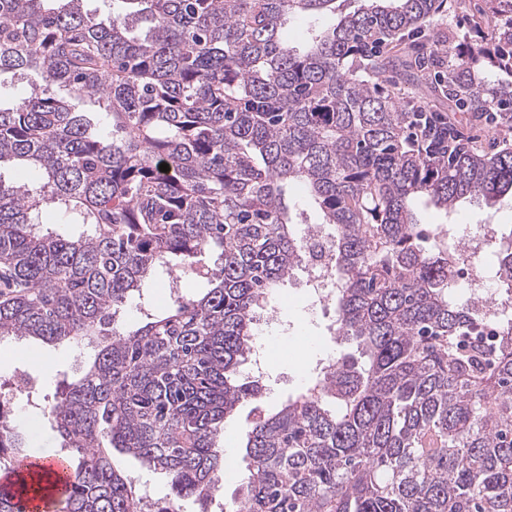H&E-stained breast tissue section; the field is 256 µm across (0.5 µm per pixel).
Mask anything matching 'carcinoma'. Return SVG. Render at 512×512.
<instances>
[{
    "label": "carcinoma",
    "mask_w": 512,
    "mask_h": 512,
    "mask_svg": "<svg viewBox=\"0 0 512 512\" xmlns=\"http://www.w3.org/2000/svg\"><path fill=\"white\" fill-rule=\"evenodd\" d=\"M464 1L460 40L430 28ZM121 3L106 23L83 0H0V77L39 81L0 102V340L98 347L47 407L75 473L60 512H141L110 448L208 512L221 424L260 392L237 377L254 309L301 256L292 182L333 230L336 336L364 360L255 415L232 512H512V306L486 340L414 213L422 198L448 211L512 195V143L496 139L512 132V0ZM327 13L305 47L280 38L289 18ZM401 82L448 107L401 97ZM458 112L487 142L462 138ZM175 273L207 288L122 327ZM496 274L512 297V244ZM22 447L0 424V470ZM21 494L0 485V512Z\"/></svg>",
    "instance_id": "cac0c4a2"
}]
</instances>
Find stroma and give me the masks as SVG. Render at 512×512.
Here are the masks:
<instances>
[{
    "mask_svg": "<svg viewBox=\"0 0 512 512\" xmlns=\"http://www.w3.org/2000/svg\"><path fill=\"white\" fill-rule=\"evenodd\" d=\"M414 212L420 228L427 231L440 224L461 229L485 222L496 225L497 235L486 245V253L490 256L512 243V199L508 197L492 206L476 200L466 201L451 212L437 209L421 199L416 202ZM268 304L278 308L282 321L293 324L294 333L267 340L271 377L262 388L259 401L242 402L224 421V445L229 448L237 471L225 475L224 492L209 504V512H226L232 500L241 493V483L248 474L244 442L255 409L277 410L289 397L301 391L306 378L312 377L319 360L327 353L340 357L355 350L351 344L325 341L330 318L312 313L301 280H293L278 288L269 297ZM34 352L36 359L29 362L28 368L38 386L28 400L18 404L17 411L20 426L28 431L23 453L35 458L59 449L56 433L42 416L45 397L53 395L57 388L77 381L94 351L87 345L63 341L52 346H36ZM112 461L117 469L146 489L152 499L164 501L171 498L170 488L161 474L142 468L135 459L118 452L113 453Z\"/></svg>",
    "mask_w": 512,
    "mask_h": 512,
    "instance_id": "stroma-1",
    "label": "stroma"
}]
</instances>
